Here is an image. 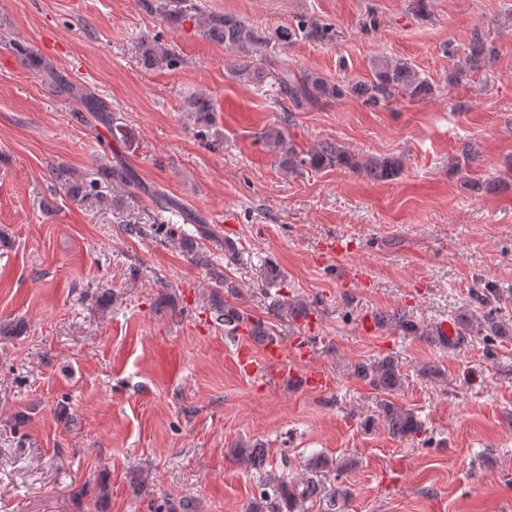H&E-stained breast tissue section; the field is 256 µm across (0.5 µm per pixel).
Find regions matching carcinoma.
I'll return each mask as SVG.
<instances>
[{
  "label": "carcinoma",
  "mask_w": 512,
  "mask_h": 512,
  "mask_svg": "<svg viewBox=\"0 0 512 512\" xmlns=\"http://www.w3.org/2000/svg\"><path fill=\"white\" fill-rule=\"evenodd\" d=\"M146 11L162 17L166 21H177L198 12L192 0H144ZM203 33L224 43L225 49L237 54L233 67L239 72H253L256 79L271 74L277 85L278 96L288 101L295 112H305L317 106L322 100L341 99L355 95L373 106L386 104L397 97L410 99L426 98L433 94L435 87L427 78L420 76L413 67L401 59L381 58L373 65L372 79L366 82H333L314 73L301 75L278 66L277 55L288 44L294 32L283 29L267 34L235 14L204 15L198 18ZM144 61L149 66H171L174 59L162 47H148L143 51ZM494 58V48L480 32L474 33L463 49L464 67L470 71L488 66ZM54 91L79 102L87 112H106L107 105L73 84L54 77ZM185 111L194 115L197 123L208 125L212 122L213 105L206 94H196L185 102ZM261 139L273 151L279 163L288 173L301 175L309 170L345 168L362 173L375 182H388L400 174L402 161L397 157L360 158L344 146L332 142L324 143L308 151H300L288 137L283 126H269L261 133ZM98 178L82 184H71L69 170L56 169L54 177L76 192L86 189L97 190L101 182L124 183L125 171L107 165L97 171ZM495 296L490 288L475 294L474 307L466 309L457 318V336H483L485 339H500L512 335V325L506 323L491 309V298ZM209 310L215 320L224 323V329L231 335L241 327L249 335L259 339L273 338V329L261 318H256L242 308L221 298L220 290H215L210 299ZM269 311L273 317L290 325L296 324L312 313L306 301L288 297L281 292L270 296ZM376 322L393 325L405 336H415L429 343L441 344L444 336L434 329L424 328L413 319L399 312L380 313ZM353 374L366 382L372 390L382 395L377 403V415L386 423L389 433L395 438L415 435L420 424L415 414L393 403L389 395L399 391L405 382L401 366L392 356H383L355 363ZM228 455L231 459L251 469L263 465L265 446L254 440L240 439L233 443ZM347 467L344 461L333 462L322 455L308 460V476L303 480L285 478L274 473L263 476L259 497L251 500L245 512H305L309 501L323 499L331 512L336 510L339 501L349 497V491L336 485H327L328 475L339 473Z\"/></svg>",
  "instance_id": "carcinoma-1"
}]
</instances>
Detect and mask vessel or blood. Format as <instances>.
Instances as JSON below:
<instances>
[{
    "label": "vessel or blood",
    "instance_id": "obj_1",
    "mask_svg": "<svg viewBox=\"0 0 512 512\" xmlns=\"http://www.w3.org/2000/svg\"><path fill=\"white\" fill-rule=\"evenodd\" d=\"M235 341L238 345V369L244 375H263L269 384L275 386L293 380L305 388L318 389L327 383L325 372L311 362L308 337H292L286 345L277 340L267 342L258 355L253 352L247 332H240Z\"/></svg>",
    "mask_w": 512,
    "mask_h": 512
}]
</instances>
